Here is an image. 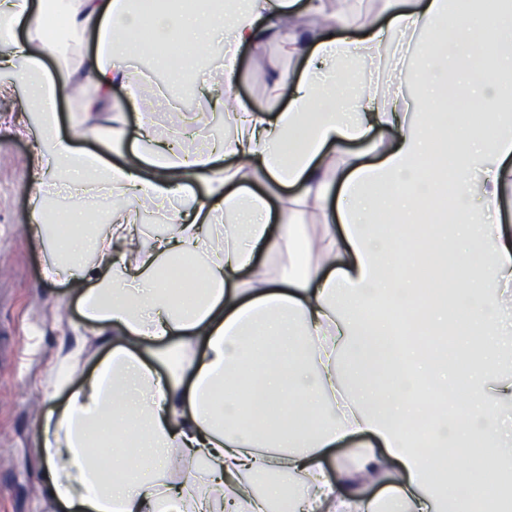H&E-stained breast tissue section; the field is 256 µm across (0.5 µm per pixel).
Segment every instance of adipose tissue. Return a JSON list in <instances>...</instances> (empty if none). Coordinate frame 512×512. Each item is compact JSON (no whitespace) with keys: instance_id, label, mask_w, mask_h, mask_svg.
Segmentation results:
<instances>
[{"instance_id":"ef3b65f1","label":"adipose tissue","mask_w":512,"mask_h":512,"mask_svg":"<svg viewBox=\"0 0 512 512\" xmlns=\"http://www.w3.org/2000/svg\"><path fill=\"white\" fill-rule=\"evenodd\" d=\"M325 2L0 0V71L19 88L14 110L35 137L38 186L67 170L69 209L50 214L41 191L27 231L48 244L44 275L77 296L84 333L112 335L94 368L78 347L41 385L43 397L67 395L36 438L46 494L65 512H270L281 474L299 486L287 512H478L487 480L512 507V448L499 424L512 374L495 369L512 350V228L499 220L512 205V27L502 24L512 0H386L384 26L357 0ZM146 19L155 43L186 48L181 64L156 58L176 80L223 32L213 71L223 137L164 151L151 146L147 120L123 150L127 105L144 113L149 103L112 90L146 79L137 67ZM336 26L363 36H324ZM60 29L94 48L55 75L46 60ZM489 41L497 52L477 54ZM269 42L303 69L294 79L272 72L267 94L279 108L256 112L234 90L240 51ZM455 70L486 108L482 124L444 112ZM78 84L94 94L74 138L103 153L58 131V102ZM444 140L452 157L436 151ZM118 149L116 164L107 154ZM449 179L458 194L437 206L434 188ZM103 190L128 202L111 224L88 240L54 234L53 220L86 223ZM173 197L184 208L163 213L168 234L144 245L133 232L141 211ZM308 214L322 229L314 243L300 223ZM278 254L287 268L268 266ZM445 263L455 288L408 273ZM415 301L425 330L454 337L476 366L449 370L446 356L400 334L396 318ZM383 356L390 381L379 390ZM295 413L318 420L298 431ZM427 424L421 450L412 434ZM354 434L366 442L331 477L325 451ZM473 442L481 455L461 457L472 479L458 492L446 450ZM377 482L384 490L368 496Z\"/></svg>"}]
</instances>
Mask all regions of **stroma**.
I'll use <instances>...</instances> for the list:
<instances>
[{"mask_svg": "<svg viewBox=\"0 0 512 512\" xmlns=\"http://www.w3.org/2000/svg\"><path fill=\"white\" fill-rule=\"evenodd\" d=\"M10 98L0 97V512H54L45 465L36 448L37 418L52 410L40 384L55 359L76 346L106 353L108 344L83 341L73 327L79 306L66 286L45 281L50 253L30 240L35 140L18 135Z\"/></svg>", "mask_w": 512, "mask_h": 512, "instance_id": "35a3bbf8", "label": "stroma"}]
</instances>
